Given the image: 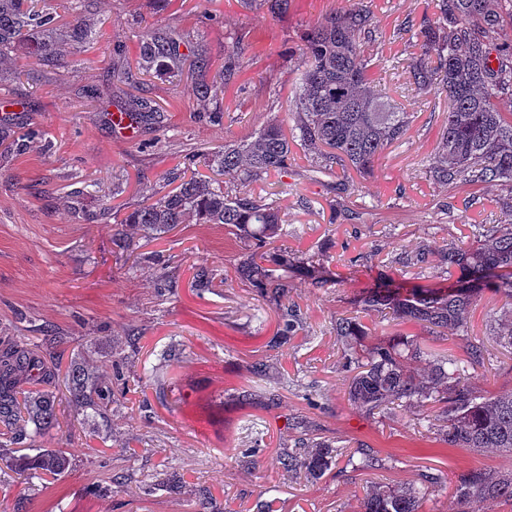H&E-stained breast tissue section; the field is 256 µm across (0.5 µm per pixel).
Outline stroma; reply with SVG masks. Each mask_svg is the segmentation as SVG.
<instances>
[{
    "instance_id": "obj_1",
    "label": "stroma",
    "mask_w": 512,
    "mask_h": 512,
    "mask_svg": "<svg viewBox=\"0 0 512 512\" xmlns=\"http://www.w3.org/2000/svg\"><path fill=\"white\" fill-rule=\"evenodd\" d=\"M355 0H291L284 16L249 8L243 0H89L81 15L93 39L57 44L56 62L18 45L0 62V93L17 118L0 141V350L25 341L55 345L61 367L93 362L126 391L110 417L89 415L70 436L46 435V448L72 456L55 480L0 483V512H360L363 486L419 484L439 475L419 512H448L454 476L467 467L512 469V458L439 447L408 414L368 416L348 403V374L333 324L365 288L394 276V258L458 240L485 222L500 188L477 191L433 183L427 174L439 128L448 117L446 95L425 98L402 90L408 51L393 31L406 16L420 17L428 0H373L382 33L371 53V74L411 116L408 134L387 148L371 176L354 177L350 195L337 199L328 178L306 177L308 162L294 151L284 172L252 184L274 192L288 226L289 250L330 256L341 286L317 288L296 273L276 300L239 281L245 250L220 224H182L155 240L131 235L141 264L112 241L125 213L145 203L169 172L194 151L208 152L249 136L270 120L287 121L301 34L308 25ZM172 32L184 58L181 72H143L146 37ZM249 44L236 77L212 99L197 89L218 81L224 56ZM207 61L197 68L196 57ZM111 85L105 100L78 98L79 89ZM150 99L164 121L131 141L106 121L114 102ZM82 208L102 213L96 223L75 220L70 194L85 185ZM363 209L362 223L346 224L338 205ZM226 277L224 286L191 287V265ZM174 278L165 287L162 271ZM500 306L486 291L471 308L466 336L441 350L464 357L468 342L484 344L485 363L473 374L478 391L512 389V350L490 334ZM295 310L300 325L275 345L279 316ZM129 359L114 367L112 355ZM269 367L252 374L254 363ZM251 392L242 400L241 392ZM322 439L348 447L344 473L288 477L279 462L295 436V422ZM384 462L365 469L359 444ZM126 471L131 490L99 494L112 473Z\"/></svg>"
}]
</instances>
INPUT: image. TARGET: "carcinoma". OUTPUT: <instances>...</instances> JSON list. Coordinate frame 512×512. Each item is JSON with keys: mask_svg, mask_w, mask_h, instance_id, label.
Returning a JSON list of instances; mask_svg holds the SVG:
<instances>
[{"mask_svg": "<svg viewBox=\"0 0 512 512\" xmlns=\"http://www.w3.org/2000/svg\"><path fill=\"white\" fill-rule=\"evenodd\" d=\"M35 2L0 0V53L25 41L35 28L47 33L56 29L55 16ZM431 4L432 13L399 29L416 37V51L409 53L404 70L407 87L423 95L448 96L447 122L427 173L438 185L502 188L506 195L497 200L499 219L474 225L467 244L450 243L399 258L402 275L434 261L451 283L405 293L376 284L356 298L358 311L336 318L333 330L342 345L343 367L351 373L347 400L356 410L369 416L407 410L448 448L512 455V390L481 398L470 381L469 371L484 364V345L469 344L463 358L436 353L427 345L465 332L470 307L488 289L504 299L501 313L492 317L491 336L512 348V111L497 106L500 99L512 97V42L500 40L503 23L512 22V0ZM376 37L367 0L315 23L304 36L299 87L289 107L290 132L272 121L248 139L202 155L212 175L174 177V188L154 191L153 201L136 205L123 223L155 237L180 224L224 225L248 250L236 269L238 277L265 296L284 292L288 269L295 263L318 288L341 284L326 269L322 254L303 253L294 263L286 250L270 258L272 245L287 238L288 231L275 204L247 187L287 168L295 146L309 156L311 172L336 179V196L341 198L351 190L346 172L370 175L385 149L407 135L409 113L392 104L369 74L366 51ZM142 49L146 69L168 58L169 70H180L169 38L152 37ZM246 49L239 44L224 57L223 83L234 78ZM123 111L139 116L145 125L160 119L159 109L143 97L126 99ZM196 278L202 288L225 283L206 267L199 268ZM370 310L399 325L418 324L426 336L400 333L371 341L361 321V314ZM296 326L294 311L281 314L274 343H287ZM46 361V355L24 346L0 352V448L29 441L30 452L7 460V468L28 481L43 475L56 479L71 468L66 451L38 446L59 427L56 396L43 388ZM64 387L78 416L89 409L106 414L116 402L108 383L82 361L70 363ZM344 458L352 463L343 447L319 441L303 429L282 454L281 465L299 479L322 475ZM435 484L437 478L425 474L419 486L370 485L361 498V512H418ZM501 502L512 503V472L467 468L457 474L453 512H474L475 503Z\"/></svg>", "mask_w": 512, "mask_h": 512, "instance_id": "1", "label": "carcinoma"}]
</instances>
